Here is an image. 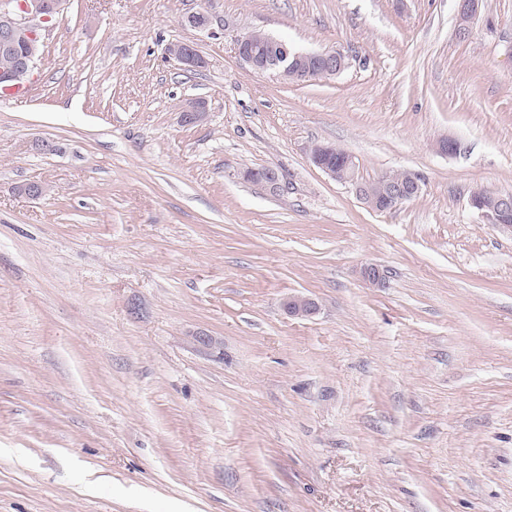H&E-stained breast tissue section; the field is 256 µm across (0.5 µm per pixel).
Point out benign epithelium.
<instances>
[{"instance_id":"benign-epithelium-1","label":"benign epithelium","mask_w":512,"mask_h":512,"mask_svg":"<svg viewBox=\"0 0 512 512\" xmlns=\"http://www.w3.org/2000/svg\"><path fill=\"white\" fill-rule=\"evenodd\" d=\"M66 0H0V54L14 57L7 68H0V87H13L27 82L33 75L39 50L43 45V32L59 16ZM482 0H456V32H468L480 12ZM261 34L250 32L236 41V56L257 72H272L281 77L307 79L310 74L317 77H336L344 72L349 62L339 50L301 52L282 42L270 45L265 53H259L254 43ZM167 55L181 67L193 70L202 65L195 47L185 42H172L166 47ZM204 114V105L189 101L182 108V121L194 125ZM310 162L333 180L353 187L357 198L369 209L383 212L397 207V203L416 198L422 183L413 176L405 183L390 181L371 188L355 177L352 156L339 151L332 144H322L309 153ZM244 179L275 194L281 190L282 175L271 166L244 172ZM476 211L487 223L512 235V195L496 196L494 205L476 207ZM288 315L310 319L318 313V304L310 296L290 295L283 303Z\"/></svg>"}]
</instances>
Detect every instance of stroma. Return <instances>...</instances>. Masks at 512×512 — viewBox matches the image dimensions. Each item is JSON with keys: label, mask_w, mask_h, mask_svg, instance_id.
Wrapping results in <instances>:
<instances>
[{"label": "stroma", "mask_w": 512, "mask_h": 512, "mask_svg": "<svg viewBox=\"0 0 512 512\" xmlns=\"http://www.w3.org/2000/svg\"><path fill=\"white\" fill-rule=\"evenodd\" d=\"M254 30L349 66L255 72ZM29 86L0 103V512H512V236L468 205L512 193V0L465 40L454 0H67ZM317 143L422 191L370 210ZM166 53L186 70L199 68L203 63L195 47L189 43L172 42L167 45ZM244 179L272 194L279 192L282 187V175L276 168L271 166L260 169H247L244 172ZM289 316L310 319L318 313V304L310 296L302 294L290 295L283 303Z\"/></svg>", "instance_id": "35a3bbf8"}]
</instances>
